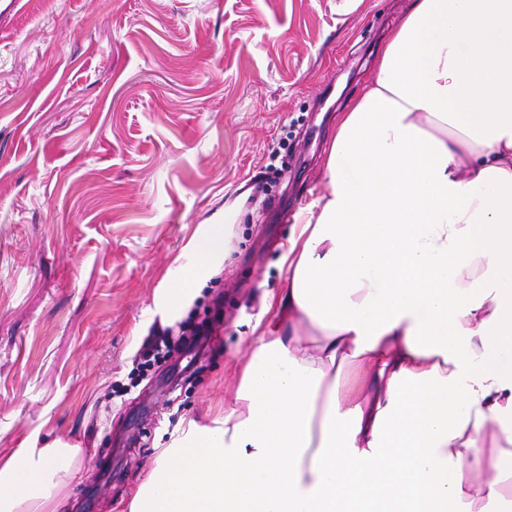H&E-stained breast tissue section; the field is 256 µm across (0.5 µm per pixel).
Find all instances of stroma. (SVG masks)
Instances as JSON below:
<instances>
[{
	"label": "stroma",
	"mask_w": 512,
	"mask_h": 512,
	"mask_svg": "<svg viewBox=\"0 0 512 512\" xmlns=\"http://www.w3.org/2000/svg\"><path fill=\"white\" fill-rule=\"evenodd\" d=\"M0 17V463L83 450L58 512H128L162 448L237 387L335 113L408 0H47ZM228 211L188 306L205 368L130 379L158 298Z\"/></svg>",
	"instance_id": "35a3bbf8"
}]
</instances>
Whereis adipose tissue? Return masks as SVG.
<instances>
[{"label":"adipose tissue","instance_id":"adipose-tissue-1","mask_svg":"<svg viewBox=\"0 0 512 512\" xmlns=\"http://www.w3.org/2000/svg\"><path fill=\"white\" fill-rule=\"evenodd\" d=\"M323 180L233 401L160 451L128 512H512V0H409ZM223 247L208 225L162 314ZM81 454L16 449L0 512H56Z\"/></svg>","mask_w":512,"mask_h":512}]
</instances>
